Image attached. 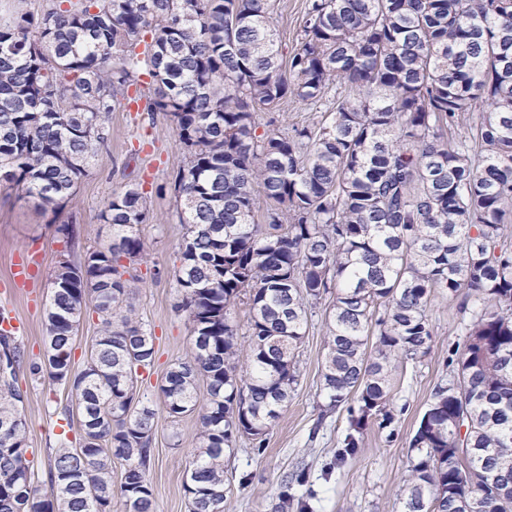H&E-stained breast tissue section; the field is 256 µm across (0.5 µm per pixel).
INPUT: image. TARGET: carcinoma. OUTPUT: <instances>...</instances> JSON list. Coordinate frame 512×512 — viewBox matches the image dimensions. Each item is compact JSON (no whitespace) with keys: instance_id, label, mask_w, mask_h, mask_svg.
Wrapping results in <instances>:
<instances>
[{"instance_id":"carcinoma-1","label":"carcinoma","mask_w":512,"mask_h":512,"mask_svg":"<svg viewBox=\"0 0 512 512\" xmlns=\"http://www.w3.org/2000/svg\"><path fill=\"white\" fill-rule=\"evenodd\" d=\"M17 2L0 17V182L58 209L109 140L106 117L135 95L169 117L185 151L174 180L187 226L176 308L192 352L161 394L174 423L198 412L183 479L190 512H224V455L237 438L264 451L297 383L313 306L331 291L322 390L328 408L348 413L341 456L404 411L393 375L426 353L435 294L462 308L477 298L464 352L448 355L453 379L411 438L420 457L404 512H512V0H309L286 59L275 0ZM290 98L319 119L289 132L263 120ZM469 112L479 117L463 136ZM258 190L270 204L263 224ZM101 220L109 244L57 262L47 364L30 365L75 393L82 444L60 443L39 492L24 394L15 375L0 376V512H112L114 459L125 466L124 512H156V412L134 406L154 336L112 322L136 280L120 261L143 258V192L112 195ZM90 307L99 336L75 371ZM0 349L23 363L11 333L0 330Z\"/></svg>"}]
</instances>
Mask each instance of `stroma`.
<instances>
[{"instance_id": "35a3bbf8", "label": "stroma", "mask_w": 512, "mask_h": 512, "mask_svg": "<svg viewBox=\"0 0 512 512\" xmlns=\"http://www.w3.org/2000/svg\"><path fill=\"white\" fill-rule=\"evenodd\" d=\"M306 6L307 0H276L273 21L284 53H291L297 43ZM106 125L110 130L107 147L95 157L62 209H36L15 186L0 184V308L13 310L25 325L16 338L24 345L28 362L17 369L16 385L25 396L27 458L44 490L55 448L63 441L75 448L81 441L79 425L63 426L59 416L62 408L73 405L74 396L48 373L35 376L29 370L30 363L45 361V313L61 249L57 227L74 225L70 257L80 260L112 238L111 227L100 219L107 199L128 184L139 183L153 220L140 227L145 258L130 269L136 280L120 313L155 338V362L138 370L136 387L143 402L157 410L148 478L158 512H189L182 481L195 456L198 416L192 413L171 423L161 410L160 391L171 365L184 359L192 346L188 317L176 307L180 293L174 276L186 227L177 213L173 182L185 152L164 113L114 112ZM21 250L43 256L39 277L30 289L10 281L12 258ZM324 314V307L316 308L299 348L295 391L270 431L264 452H254L251 439L244 437L225 458L224 512H280L284 479L301 471L307 473L309 483L293 486L295 500L287 512H300L297 499L307 489L313 492L309 512H403L404 479L418 456L409 441L435 387L451 378L448 352L462 349L468 317L460 312L457 300L433 298L429 351L395 375V401L404 411L393 431L369 426L360 452L340 462L336 451L347 427V413L341 407L328 414L322 411L326 402L321 390Z\"/></svg>"}]
</instances>
